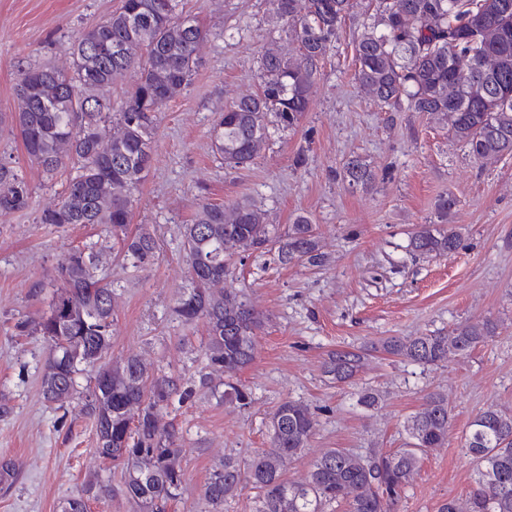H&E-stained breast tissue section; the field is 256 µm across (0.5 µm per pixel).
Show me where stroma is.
<instances>
[{
  "mask_svg": "<svg viewBox=\"0 0 512 512\" xmlns=\"http://www.w3.org/2000/svg\"><path fill=\"white\" fill-rule=\"evenodd\" d=\"M119 5L0 0V158H12L33 192L27 212L0 214V457L16 466L12 481L0 485V512H60L102 467L78 404L62 411L42 398L43 338L19 335L15 325L47 309L61 255L112 240L100 225L39 223L68 174L45 180L12 116L20 108L19 65L68 68L72 34L97 25ZM180 7L210 37L199 47L201 65L191 85L157 114L155 162L135 194L133 221L154 227L156 260L141 271L115 262L100 272L115 290L110 359L138 354L198 379L206 364L205 329L181 325L172 307L188 283L180 227L199 200L251 199L267 210L279 235L296 217H309L328 261L320 268L284 265L270 251L233 265L227 287L266 316L255 358L237 375L252 402L242 409L199 388L170 407L184 473L171 512H204L200 490L212 467L225 456L246 462L267 447L269 418L284 400L304 401L317 421L307 449L286 472L287 479L300 480L327 448L370 456L402 447L406 418L432 392L448 397V442L426 453L395 512H443L448 500H466L476 478L462 449L471 421L490 405L512 409V157L477 162L428 116L382 107L360 92L353 79L357 22L349 19L319 65L300 124L272 132L255 163L224 167L212 151L210 128L217 112L260 87L258 57L274 31L270 2L182 0ZM353 159L375 173L371 186L343 181V167ZM447 194L457 200L448 221L462 229L461 248L448 256L411 257L404 250L409 232L436 223L435 204ZM488 317L499 321L498 336L437 366L376 349L390 336ZM338 349L366 355L363 370L346 384L330 382L322 370ZM365 389L382 394L378 407L358 404Z\"/></svg>",
  "mask_w": 512,
  "mask_h": 512,
  "instance_id": "stroma-1",
  "label": "stroma"
}]
</instances>
